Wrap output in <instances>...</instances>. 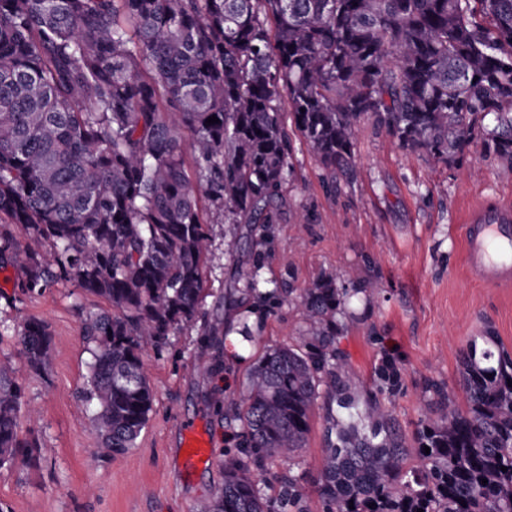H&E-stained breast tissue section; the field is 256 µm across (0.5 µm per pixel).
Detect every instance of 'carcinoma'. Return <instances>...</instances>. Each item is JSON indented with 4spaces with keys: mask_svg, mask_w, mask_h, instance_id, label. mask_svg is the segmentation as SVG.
<instances>
[{
    "mask_svg": "<svg viewBox=\"0 0 512 512\" xmlns=\"http://www.w3.org/2000/svg\"><path fill=\"white\" fill-rule=\"evenodd\" d=\"M288 117L331 187L352 171L366 118L402 149L453 168L492 156L511 175L512 0H0V266L25 255L24 295L66 281L108 303L81 318L104 450L136 446L153 409L148 352L199 312L202 194L247 227L253 265L224 293L244 307L236 333L252 340L285 293L299 292L304 320L248 372L210 512H311L294 467L319 408L320 512H512V354L498 337L468 340L465 407L431 386L436 411L409 446L386 407L360 399L336 346L349 289L329 274L266 287L255 231L279 223ZM18 339L27 369L45 373V322L26 320ZM371 382L400 391L394 355ZM23 405L0 363V468L39 463V437L18 432ZM278 459L288 471L271 494L257 475Z\"/></svg>",
    "mask_w": 512,
    "mask_h": 512,
    "instance_id": "cac0c4a2",
    "label": "carcinoma"
}]
</instances>
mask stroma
<instances>
[{"label": "stroma", "instance_id": "1", "mask_svg": "<svg viewBox=\"0 0 512 512\" xmlns=\"http://www.w3.org/2000/svg\"><path fill=\"white\" fill-rule=\"evenodd\" d=\"M293 173L288 206L271 225L262 273L281 288H304L324 274L355 289L348 328L338 338L364 384L362 395L379 400L400 432L413 438L431 410V385L465 403L461 350L471 337L492 330L512 351V288L485 285L465 261L463 227L480 207L512 210V180L486 159L478 173L400 149L372 120L357 136L352 178L328 187L317 157L289 130ZM211 238L201 315L170 336L146 365L154 391L150 419L135 448L113 456L100 444L82 391L91 355L81 335V310L98 300L60 283L42 293L19 294L22 264L0 267V361L10 362L25 391L20 434H38V466L19 461L0 468V512H205L224 480V451L233 432L224 414L246 383L255 358L268 347L293 343L303 327L297 300L276 305L254 342L225 336L229 273L242 263L237 225L208 211ZM29 318L48 323L54 357L46 373L31 374L16 341ZM402 364L399 394L375 396L371 375L383 350ZM185 422L204 427L211 459L193 473L180 466ZM326 437L314 414L298 469L312 512L319 507L314 479Z\"/></svg>", "mask_w": 512, "mask_h": 512}]
</instances>
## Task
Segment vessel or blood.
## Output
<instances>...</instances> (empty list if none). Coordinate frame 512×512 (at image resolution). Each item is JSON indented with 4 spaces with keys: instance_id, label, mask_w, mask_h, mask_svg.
I'll return each mask as SVG.
<instances>
[{
    "instance_id": "vessel-or-blood-1",
    "label": "vessel or blood",
    "mask_w": 512,
    "mask_h": 512,
    "mask_svg": "<svg viewBox=\"0 0 512 512\" xmlns=\"http://www.w3.org/2000/svg\"><path fill=\"white\" fill-rule=\"evenodd\" d=\"M465 240L468 263L485 283H512V212L479 211L465 227ZM182 445L184 469L208 461L211 441L195 426H185Z\"/></svg>"
}]
</instances>
